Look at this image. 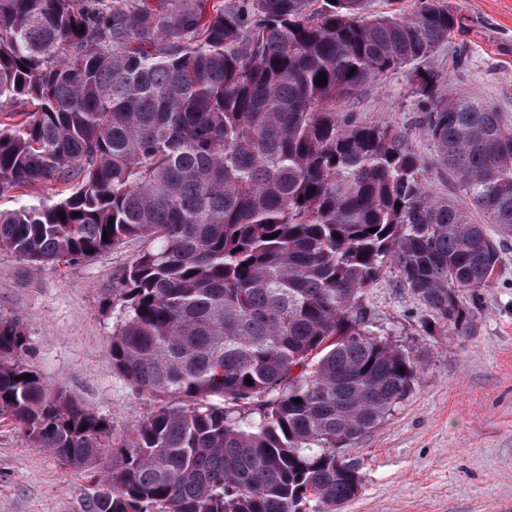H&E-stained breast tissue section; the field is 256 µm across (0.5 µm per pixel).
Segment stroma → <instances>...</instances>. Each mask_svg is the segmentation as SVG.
<instances>
[{"mask_svg": "<svg viewBox=\"0 0 512 512\" xmlns=\"http://www.w3.org/2000/svg\"><path fill=\"white\" fill-rule=\"evenodd\" d=\"M448 4L468 29L440 46L427 67L512 125V0ZM416 70L410 64L382 76L341 109L357 121L408 132L428 160L434 150L418 128ZM144 247L132 240L79 264L38 269L0 252V318L19 322L27 340L23 363L110 420L116 440L158 406L113 369L108 355L124 320L119 281ZM462 299L475 309L470 333L429 335L425 310L395 273L369 288L376 337L409 352L419 372L378 428L344 446L343 455L360 463L362 486L340 512H512V237L492 286ZM103 488L0 417V512H84Z\"/></svg>", "mask_w": 512, "mask_h": 512, "instance_id": "obj_1", "label": "stroma"}]
</instances>
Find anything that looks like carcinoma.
I'll return each instance as SVG.
<instances>
[{
  "instance_id": "obj_1",
  "label": "carcinoma",
  "mask_w": 512,
  "mask_h": 512,
  "mask_svg": "<svg viewBox=\"0 0 512 512\" xmlns=\"http://www.w3.org/2000/svg\"><path fill=\"white\" fill-rule=\"evenodd\" d=\"M464 29L445 0H0V196L34 195L0 211V251L40 268L149 243L109 356L160 405L120 446L0 319V416L103 472L112 498L86 512H336L360 493L340 449L418 372L374 337L367 290L393 271L427 332L472 330L458 292L501 256L470 212L512 235V127L417 72L433 168L336 103ZM442 169L465 205L429 191Z\"/></svg>"
}]
</instances>
